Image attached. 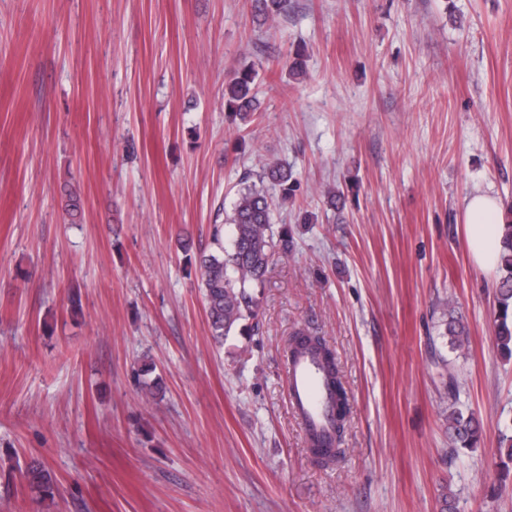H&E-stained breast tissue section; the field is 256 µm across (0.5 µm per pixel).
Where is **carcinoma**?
Segmentation results:
<instances>
[{
    "label": "carcinoma",
    "instance_id": "obj_1",
    "mask_svg": "<svg viewBox=\"0 0 512 512\" xmlns=\"http://www.w3.org/2000/svg\"><path fill=\"white\" fill-rule=\"evenodd\" d=\"M290 0H251L252 22L261 28L288 13ZM259 76L252 63L234 69L224 81V110L242 120L259 109L255 85ZM258 182L244 179L243 187L229 215L233 226L230 247L218 244L219 252L202 253L198 270L211 339L218 348L224 341L242 331L246 322L258 316V301L254 288L261 284L271 265L288 257V240L277 237L272 228L276 203L288 201L293 192V171L286 164L264 163L256 172ZM64 210L71 220L80 218L82 204L79 195L70 190L65 194ZM501 276L496 286L497 311L494 330L497 348L504 358L512 359V224L506 225L499 260ZM439 337L451 350L462 352L469 347V330L461 320L449 316ZM312 351L323 363L336 400L334 438L327 444L311 437V453L317 462L327 466L343 453L342 444L350 412L347 392L335 352L321 337L299 331L288 339L285 351L292 357L302 351ZM448 399L446 422L448 432L460 448H474L482 438V420L456 407L457 387L454 380L445 386ZM500 478H512V435L501 433ZM27 487L38 495H51L56 478L42 462L34 460L21 473Z\"/></svg>",
    "mask_w": 512,
    "mask_h": 512
}]
</instances>
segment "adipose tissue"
Masks as SVG:
<instances>
[{"instance_id": "ef3b65f1", "label": "adipose tissue", "mask_w": 512, "mask_h": 512, "mask_svg": "<svg viewBox=\"0 0 512 512\" xmlns=\"http://www.w3.org/2000/svg\"><path fill=\"white\" fill-rule=\"evenodd\" d=\"M503 220V205L497 198L477 193L467 199L465 224L469 254L482 269H493L499 263Z\"/></svg>"}]
</instances>
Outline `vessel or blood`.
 <instances>
[{
    "instance_id": "obj_1",
    "label": "vessel or blood",
    "mask_w": 512,
    "mask_h": 512,
    "mask_svg": "<svg viewBox=\"0 0 512 512\" xmlns=\"http://www.w3.org/2000/svg\"><path fill=\"white\" fill-rule=\"evenodd\" d=\"M288 389L291 407L305 431L323 440L333 436L334 396L314 355L304 353L289 361Z\"/></svg>"
}]
</instances>
